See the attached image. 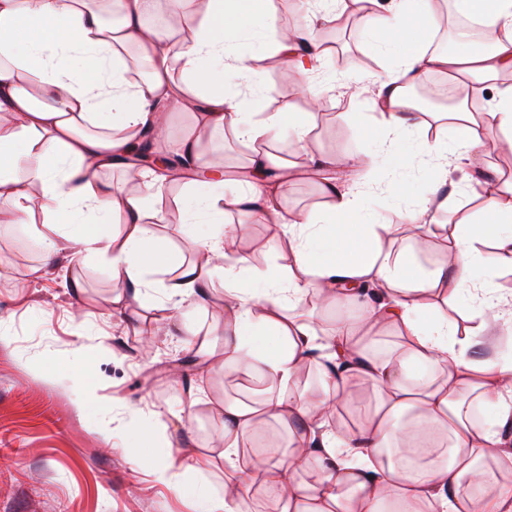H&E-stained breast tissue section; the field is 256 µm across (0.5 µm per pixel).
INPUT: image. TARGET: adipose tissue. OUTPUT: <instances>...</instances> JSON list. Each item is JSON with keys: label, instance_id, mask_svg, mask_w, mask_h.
<instances>
[{"label": "adipose tissue", "instance_id": "ef3b65f1", "mask_svg": "<svg viewBox=\"0 0 512 512\" xmlns=\"http://www.w3.org/2000/svg\"><path fill=\"white\" fill-rule=\"evenodd\" d=\"M179 0L174 26H150L156 0H0V223L23 222L31 188L55 219L35 238L44 265L104 261L131 287V298L112 302L114 316L128 301L149 299L147 274L170 267L169 297L214 292L224 299V375L257 386L251 401H224V481L214 493L188 480L211 471L207 454L178 461L167 415H140L138 447L154 478L176 494L195 498L200 512H255L250 491L261 492L271 512H512V448L499 425L512 419V362L470 354L475 337L491 338L490 322L458 329L448 323V299L469 296L488 310L502 298L491 284L497 268L512 269V189L490 198L487 224H431V206L448 208L443 189L451 159L472 160L512 147V0H457L490 42L486 50H430L432 0H396L363 25L378 43L395 47L399 61L379 80L374 121L384 133L380 150L350 154L324 180V212L294 213L280 191L288 164L259 150L286 122L282 112L253 109L261 91L251 55L234 49L244 35L262 42L286 63L290 81L310 99L326 53L309 28L275 23L271 0ZM148 71L128 77L129 50ZM236 70L247 90L225 86ZM465 76L489 83L495 96L482 122L467 103L448 111L452 139L430 136L413 122L410 89L425 75ZM192 113L196 126L228 131L251 150L235 193L224 191L223 165L214 163L193 134L173 138L170 119ZM164 138L174 156L204 166L211 178L195 180L180 222L185 231L210 224L196 258L169 266L170 246L156 235L149 210L165 177L142 180L138 192L104 183L103 172L125 168L142 128ZM417 169L428 193L397 224H346L363 215L365 190L381 160ZM233 210L252 223L280 226L290 261L255 275L250 259L231 253L233 233L224 215ZM451 232L450 263L427 269L400 235L424 241ZM491 240L483 255L478 244ZM325 301L333 317L318 335L306 312L310 299ZM313 365L315 382L302 379ZM364 385L370 402L352 392ZM496 409L494 421L472 418V401ZM348 422L330 427L334 411ZM254 447L243 461L244 447Z\"/></svg>", "mask_w": 512, "mask_h": 512}]
</instances>
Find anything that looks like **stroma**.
I'll use <instances>...</instances> for the list:
<instances>
[{
    "label": "stroma",
    "mask_w": 512,
    "mask_h": 512,
    "mask_svg": "<svg viewBox=\"0 0 512 512\" xmlns=\"http://www.w3.org/2000/svg\"><path fill=\"white\" fill-rule=\"evenodd\" d=\"M273 5L283 24L315 16L314 33L329 44L319 74L330 82L318 103H311L295 84L278 85L284 68L278 59L261 74L257 105L261 112H315L316 127L306 146H299L294 134L285 130L267 149L276 159L297 164L294 178L284 189V207L321 211L327 199L319 179L306 170V156L339 158L375 148L377 78L395 69L398 55L375 46L358 28L361 11L351 8L350 0H313L304 13L298 11L295 0H273ZM352 85L362 87V94L350 95ZM481 167L484 174L474 192L468 187L467 168L451 170L448 185L455 190L457 206L451 211H431V223L452 228L485 221L489 197L512 187V152L484 156ZM377 179L371 206L381 223H398L411 198H390L383 184L405 179L418 195L423 190L421 176L413 169L387 165ZM190 189L188 181H168L162 198L172 199L176 209L168 222L155 226L156 234L170 241L178 261L193 259L197 250L179 223L178 206ZM30 207L28 223H0L1 270L37 267L42 262L30 227L45 224L48 216L39 199H32ZM278 235L274 225H251L237 249L249 254L253 270L264 271L284 261L283 253L269 248ZM124 292V282L96 261L63 263L18 286L0 280V331L7 334L0 341V512H197L194 499L177 496L156 483L147 467L134 466L128 446L134 410L146 413L160 407L180 412L169 372L188 358L192 364L187 387L206 397L207 403L200 406L187 430L173 434L174 451L186 460L198 451L221 456L219 408L225 395L234 394L235 389L225 383L223 368L211 372L200 368L198 349L204 340L212 349H223L222 303L217 298L205 308L184 303L183 320L198 329V337L153 336L149 330L160 315L157 308L135 303L124 317L112 318V299ZM80 349L94 360L101 393L114 400L107 412L85 403L72 383L50 373L52 364L71 361ZM105 418L112 428L108 439L98 431Z\"/></svg>",
    "instance_id": "obj_1"
}]
</instances>
